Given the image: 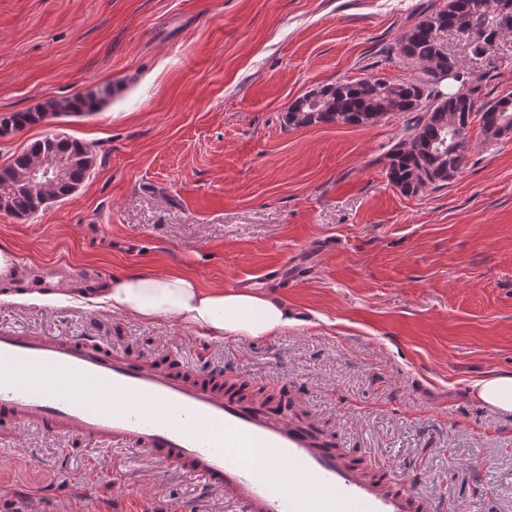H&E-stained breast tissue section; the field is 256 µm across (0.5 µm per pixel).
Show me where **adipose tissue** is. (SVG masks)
Segmentation results:
<instances>
[{"mask_svg":"<svg viewBox=\"0 0 512 512\" xmlns=\"http://www.w3.org/2000/svg\"><path fill=\"white\" fill-rule=\"evenodd\" d=\"M108 310L139 319L185 321L202 335L263 338L296 324V316L273 296L247 289L206 288L192 275L127 272L101 290Z\"/></svg>","mask_w":512,"mask_h":512,"instance_id":"obj_1","label":"adipose tissue"}]
</instances>
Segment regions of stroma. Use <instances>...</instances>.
I'll use <instances>...</instances> for the list:
<instances>
[{"mask_svg":"<svg viewBox=\"0 0 512 512\" xmlns=\"http://www.w3.org/2000/svg\"><path fill=\"white\" fill-rule=\"evenodd\" d=\"M442 0H0V115L99 91L91 115L0 137V162L46 134L95 145L72 195L0 213L26 276L81 271L62 301L0 288V327L69 336L225 382L286 390L323 436L446 512H512V416L474 385L512 373V138L472 125L453 184L405 196L381 158L406 117L285 125L340 80L423 76L400 34ZM440 39L482 99L512 95V35L485 58ZM298 318L268 339L200 337L117 315L98 284L187 272L205 287L262 280ZM98 478L76 490L73 477ZM0 512H239L147 453L0 426Z\"/></svg>","mask_w":512,"mask_h":512,"instance_id":"1","label":"stroma"}]
</instances>
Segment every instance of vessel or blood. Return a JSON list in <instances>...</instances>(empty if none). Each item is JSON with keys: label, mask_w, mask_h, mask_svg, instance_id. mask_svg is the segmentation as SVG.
Instances as JSON below:
<instances>
[{"label": "vessel or blood", "mask_w": 512, "mask_h": 512, "mask_svg": "<svg viewBox=\"0 0 512 512\" xmlns=\"http://www.w3.org/2000/svg\"><path fill=\"white\" fill-rule=\"evenodd\" d=\"M0 422L147 452L216 484L242 512L431 509L308 427L240 401L220 373L192 378L72 338L0 328Z\"/></svg>", "instance_id": "obj_1"}]
</instances>
